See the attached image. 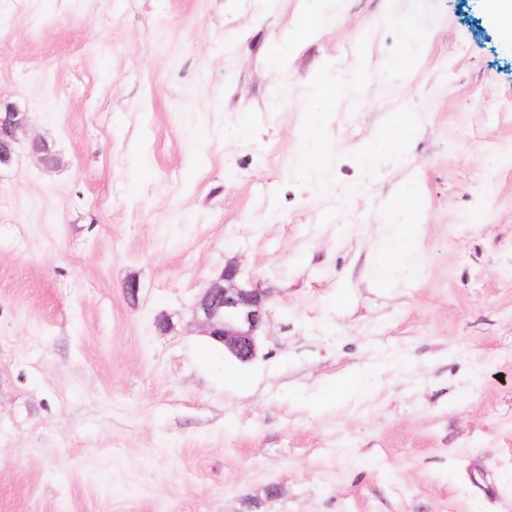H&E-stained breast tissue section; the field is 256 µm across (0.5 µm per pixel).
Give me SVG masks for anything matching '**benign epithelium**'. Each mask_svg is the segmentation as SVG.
I'll return each instance as SVG.
<instances>
[{
	"instance_id": "1",
	"label": "benign epithelium",
	"mask_w": 512,
	"mask_h": 512,
	"mask_svg": "<svg viewBox=\"0 0 512 512\" xmlns=\"http://www.w3.org/2000/svg\"><path fill=\"white\" fill-rule=\"evenodd\" d=\"M28 122V114L16 104H0V170L15 163L19 133ZM30 153L46 168L59 163L44 137L30 140ZM238 274L235 262L226 263L218 278L202 289L193 315L201 335L220 343L236 360L246 363L256 354L257 336L264 327L271 295L241 283Z\"/></svg>"
}]
</instances>
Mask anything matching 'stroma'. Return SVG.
<instances>
[{"label":"stroma","mask_w":512,"mask_h":512,"mask_svg":"<svg viewBox=\"0 0 512 512\" xmlns=\"http://www.w3.org/2000/svg\"><path fill=\"white\" fill-rule=\"evenodd\" d=\"M0 101L60 159L0 171V512H512L486 0H0ZM230 260L246 364L193 324Z\"/></svg>","instance_id":"35a3bbf8"}]
</instances>
